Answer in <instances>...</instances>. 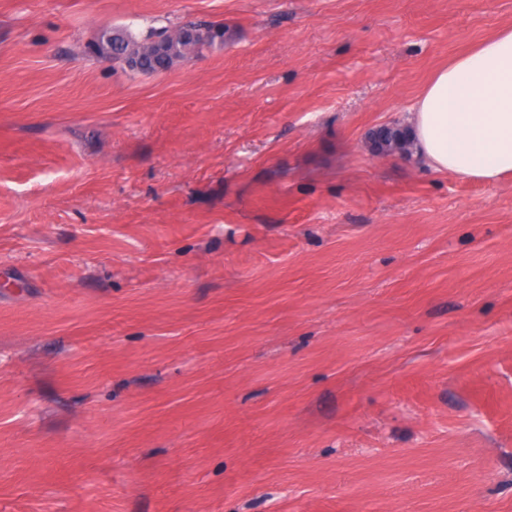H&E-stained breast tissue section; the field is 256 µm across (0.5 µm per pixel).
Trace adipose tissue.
<instances>
[{
  "label": "adipose tissue",
  "mask_w": 512,
  "mask_h": 512,
  "mask_svg": "<svg viewBox=\"0 0 512 512\" xmlns=\"http://www.w3.org/2000/svg\"><path fill=\"white\" fill-rule=\"evenodd\" d=\"M408 126L427 169L489 184L512 176V26L439 67Z\"/></svg>",
  "instance_id": "adipose-tissue-1"
}]
</instances>
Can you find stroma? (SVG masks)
I'll return each mask as SVG.
<instances>
[{
  "instance_id": "obj_1",
  "label": "stroma",
  "mask_w": 512,
  "mask_h": 512,
  "mask_svg": "<svg viewBox=\"0 0 512 512\" xmlns=\"http://www.w3.org/2000/svg\"><path fill=\"white\" fill-rule=\"evenodd\" d=\"M225 26L145 76L101 28ZM512 0H0V512H512V180L371 148Z\"/></svg>"
}]
</instances>
